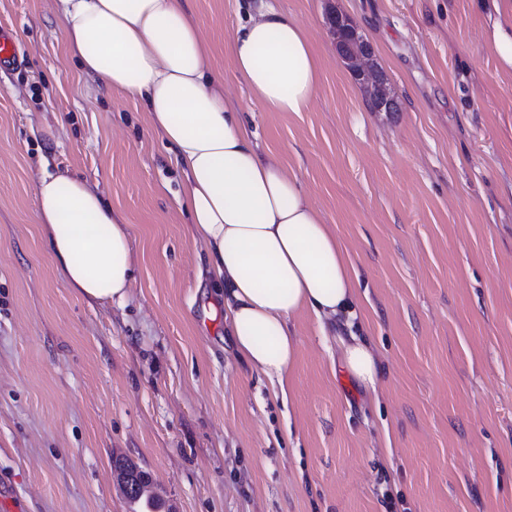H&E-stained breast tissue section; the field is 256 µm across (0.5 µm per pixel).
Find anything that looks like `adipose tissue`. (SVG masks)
Wrapping results in <instances>:
<instances>
[{
	"instance_id": "adipose-tissue-1",
	"label": "adipose tissue",
	"mask_w": 512,
	"mask_h": 512,
	"mask_svg": "<svg viewBox=\"0 0 512 512\" xmlns=\"http://www.w3.org/2000/svg\"><path fill=\"white\" fill-rule=\"evenodd\" d=\"M67 45L84 72L142 102L186 179L190 232L224 290V318L248 365L277 386L292 371L293 317L348 315L359 278L341 241L308 200L295 171L265 157L242 110L224 94L184 0H59ZM484 43L512 76V0H479ZM224 50L251 101L268 112L307 111L322 78L308 31L268 0L239 23ZM36 218L68 287L89 302L124 303L136 277L130 226L86 182L44 174ZM341 364L366 391L381 383L359 339Z\"/></svg>"
}]
</instances>
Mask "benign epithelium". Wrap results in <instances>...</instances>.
I'll list each match as a JSON object with an SVG mask.
<instances>
[{"mask_svg":"<svg viewBox=\"0 0 512 512\" xmlns=\"http://www.w3.org/2000/svg\"><path fill=\"white\" fill-rule=\"evenodd\" d=\"M330 23L336 35L338 55L350 73L367 84L374 110L391 112L395 107V92L387 79L378 74L372 64L371 45L358 33L350 21L337 13H330ZM129 493L142 498L150 496V479L137 471L130 472L125 479Z\"/></svg>","mask_w":512,"mask_h":512,"instance_id":"7a95c632","label":"benign epithelium"}]
</instances>
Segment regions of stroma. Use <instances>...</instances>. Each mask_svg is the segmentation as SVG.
Here are the masks:
<instances>
[{
	"instance_id": "35a3bbf8",
	"label": "stroma",
	"mask_w": 512,
	"mask_h": 512,
	"mask_svg": "<svg viewBox=\"0 0 512 512\" xmlns=\"http://www.w3.org/2000/svg\"><path fill=\"white\" fill-rule=\"evenodd\" d=\"M324 57L308 111L250 102L224 40L250 0H185L225 93L294 169L359 275L377 393L315 317L287 399L239 357L183 174L142 104L67 46L57 0H0V484L21 512H132L115 468L170 512H512V77L473 0H274ZM371 43L398 109L374 111L338 59L329 9ZM81 177L130 224L121 305L80 298L45 250L43 174Z\"/></svg>"
}]
</instances>
